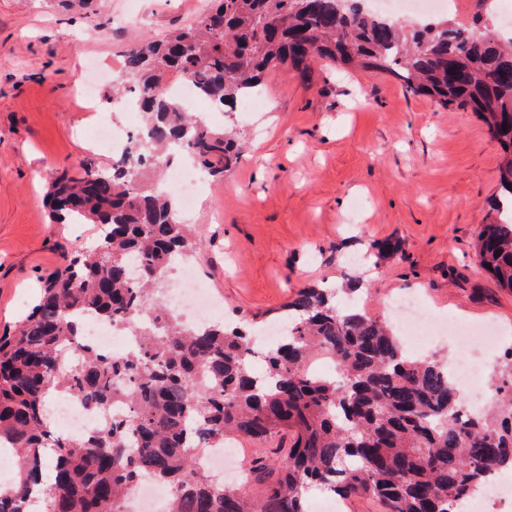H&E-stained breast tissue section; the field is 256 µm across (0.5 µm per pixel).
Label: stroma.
Segmentation results:
<instances>
[{"label":"stroma","instance_id":"stroma-1","mask_svg":"<svg viewBox=\"0 0 512 512\" xmlns=\"http://www.w3.org/2000/svg\"><path fill=\"white\" fill-rule=\"evenodd\" d=\"M206 0H0V333L41 278L95 224H54L44 205L63 168L112 157L87 135L97 113L77 94L94 62L121 68L136 33L190 24ZM265 106L217 112L211 124L246 145L210 180L189 222L204 246L195 269L240 324L266 321L300 287L354 276L358 303L389 317L392 300L504 331L474 350L485 370L512 345V291L474 262L476 235L498 191L502 151L474 112L409 94L393 78L316 65L308 79L275 72ZM401 251L378 257L377 243Z\"/></svg>","mask_w":512,"mask_h":512}]
</instances>
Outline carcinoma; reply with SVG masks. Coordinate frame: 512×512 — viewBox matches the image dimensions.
<instances>
[{
    "label": "carcinoma",
    "mask_w": 512,
    "mask_h": 512,
    "mask_svg": "<svg viewBox=\"0 0 512 512\" xmlns=\"http://www.w3.org/2000/svg\"><path fill=\"white\" fill-rule=\"evenodd\" d=\"M484 9L460 25L389 21L362 0H211L197 20L123 55V77L139 90L145 138L108 168L84 159L51 183L52 222L100 224L92 251L75 250L42 280L29 312L0 335V448L18 478L0 512H29L43 449L54 475L41 486L46 512H124L145 479L169 487L162 512H307L312 487L366 496L382 512H460L505 467L512 468V346L498 362L488 407L465 408L448 363L418 359L398 333L358 307L336 305L329 288L299 289L274 320L288 332L260 352L259 327L195 328L172 314L161 283L202 241L161 190L185 155L216 177L237 166L239 141L203 124L165 95L190 83L201 97L235 106L282 70L301 78L327 61L385 74L406 92L471 109L502 147L495 216L481 226V269L512 290V38ZM112 321L136 345L123 356L79 344L78 317ZM328 359L339 377L310 370ZM74 395L102 415L86 436L47 421L54 394ZM123 403L120 418L107 409ZM257 446L245 484L226 486L201 467L217 442Z\"/></svg>",
    "instance_id": "1"
}]
</instances>
